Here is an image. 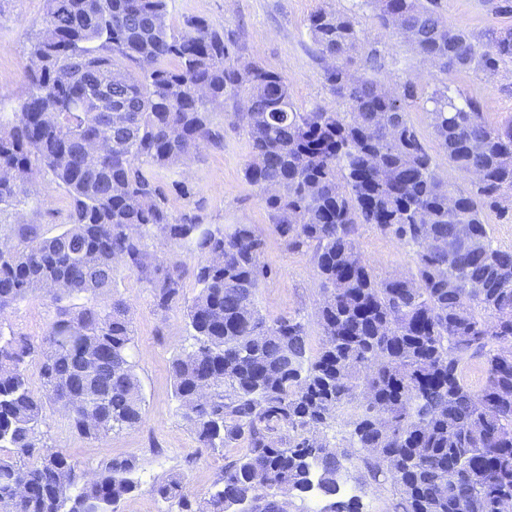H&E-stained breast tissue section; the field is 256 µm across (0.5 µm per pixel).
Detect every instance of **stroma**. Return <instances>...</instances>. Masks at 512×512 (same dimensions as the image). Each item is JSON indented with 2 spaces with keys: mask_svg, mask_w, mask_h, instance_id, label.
<instances>
[{
  "mask_svg": "<svg viewBox=\"0 0 512 512\" xmlns=\"http://www.w3.org/2000/svg\"><path fill=\"white\" fill-rule=\"evenodd\" d=\"M47 7V0H0V115L10 116L26 92L28 48ZM320 8L337 9L353 18L362 36L355 60H362L370 49H379V79H417L418 101L409 110L410 119L430 152L438 150L427 115V98L433 91L477 99L491 125L512 119V63L502 65L491 78L472 70L433 68L402 37L385 33L367 0H171L168 22L182 31L189 19L206 20L223 33L233 60L242 65L255 62L282 74L299 109L334 108L338 101L324 77L327 63L308 29L309 16ZM441 13L450 27L477 38L512 28V13L495 12L493 0H441ZM239 109V103L231 99L217 105L211 121L221 130L222 142L201 148L184 164L159 171L158 181L175 217L194 216L205 224L253 225L265 240L262 261L268 270L256 294L259 310L270 321L298 317L316 347L322 338L317 323L322 290L316 268L310 253L288 249L271 233V218L260 193L244 178L250 147L237 117ZM37 188L38 196L21 203L18 212L22 221L50 237L63 229L69 197L48 171L39 173ZM358 248L381 278L407 274L413 266L408 246L367 226L361 230ZM114 293L130 307L135 334L132 355L144 398L143 423L100 441L80 435L62 412L50 407L40 438L65 451L88 472L115 458L135 457L139 486L119 502L117 512H168V503L153 492L156 482L179 473L192 497H204L225 464L242 449L200 447L180 416L170 363L191 344L183 309L158 313L146 284L125 270L117 275ZM54 319L51 301L35 294L0 317V331L14 330L38 340ZM347 431L341 419L324 431L340 463L341 498L357 496L362 512H395L398 495L394 487L372 481L359 451L349 447Z\"/></svg>",
  "mask_w": 512,
  "mask_h": 512,
  "instance_id": "obj_1",
  "label": "stroma"
}]
</instances>
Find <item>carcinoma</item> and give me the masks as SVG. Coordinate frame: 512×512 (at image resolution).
Listing matches in <instances>:
<instances>
[{
	"label": "carcinoma",
	"mask_w": 512,
	"mask_h": 512,
	"mask_svg": "<svg viewBox=\"0 0 512 512\" xmlns=\"http://www.w3.org/2000/svg\"><path fill=\"white\" fill-rule=\"evenodd\" d=\"M370 2L384 29L400 34L393 20L403 22L404 39L441 71L494 75L512 62L511 28L480 40L448 27L438 0ZM168 14L169 0H49L27 93L0 130V215L34 193L43 170L71 197L55 236L0 221V315L36 292L54 303L109 297L59 308L38 343L0 332V448L10 449L0 512H116L138 488L135 458L88 476L38 433L49 405L88 438L142 423L129 307L112 288L124 268L148 284L156 311L179 307L186 271L147 251L155 236L197 258L185 314L193 343L171 363L181 417L203 448L246 443L209 497L191 500L173 475L156 485L160 499L178 512H285L280 492L316 488L330 512H360L356 499H336L339 461L319 433L343 415L371 478L396 489V512H495L512 498V250L493 245L485 215L506 214L512 200V120L491 126L478 101L437 90L427 102L438 157L409 120L416 84L351 70L360 34L346 13L309 18L344 112L297 108L282 74L234 62L206 20L179 32ZM106 85L133 111H96L92 92ZM226 96L249 104L244 177L271 232L312 253L325 292L315 354L302 321L269 323L256 305L262 236L250 224L174 218L150 171L218 139L210 112ZM117 134L116 152L84 151L89 138ZM441 157L469 188L441 176ZM363 225L412 249L410 274L375 275L356 243ZM450 239L451 258L437 246ZM38 353L39 391L28 375ZM474 357L484 364L477 390L464 377Z\"/></svg>",
	"instance_id": "obj_1"
}]
</instances>
